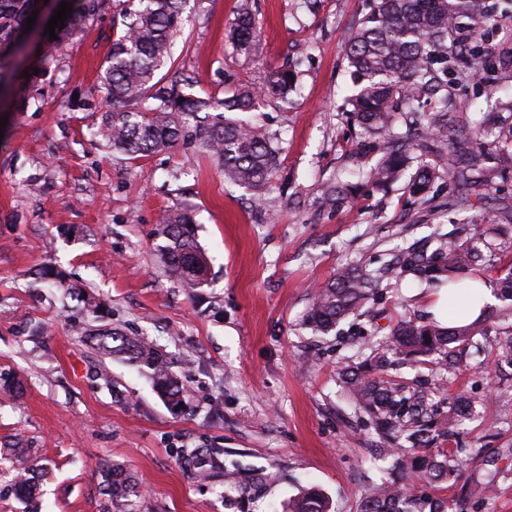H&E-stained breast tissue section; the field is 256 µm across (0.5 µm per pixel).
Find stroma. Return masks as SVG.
<instances>
[{
    "label": "stroma",
    "mask_w": 512,
    "mask_h": 512,
    "mask_svg": "<svg viewBox=\"0 0 512 512\" xmlns=\"http://www.w3.org/2000/svg\"><path fill=\"white\" fill-rule=\"evenodd\" d=\"M485 3V53L467 57V68L512 71V13L502 0ZM244 6L260 28L249 56L228 37ZM367 11L368 0H189L167 81L192 78L196 95L219 101L244 85L264 88L284 65L296 71L287 102L266 100L259 114L277 150L260 202L225 183L218 158L197 145L136 160L105 146L99 74L117 35L113 0L30 84L25 74L48 41L44 25L32 30L14 78L0 86V117L8 119L0 130V372L23 382L20 397L0 395V449L23 436L46 470L42 496L29 505L13 496L0 456V512H286L311 485L334 512H357L365 486L390 473L391 462L369 464L382 441L348 404L339 370L399 320H430L433 296L405 277L382 289L376 320L351 317L317 336L304 325L311 291L340 266L377 269L408 247H426L432 232L472 236L512 207V171L463 211L449 209L442 182L422 204L402 184L384 193L365 181L370 162L343 104L346 38ZM451 93L460 107L452 119L464 127L506 89L471 75ZM337 175L359 182V204L318 210L322 184ZM186 203L208 262L197 288L169 279L156 250L164 216ZM47 266L102 305L103 324L166 352L185 410L168 408L134 368L84 344L81 330L93 321L61 310L58 288L40 278ZM36 324L45 332L33 342ZM494 358L457 350L440 396L496 397L492 413L441 445L458 456L459 477L420 488L448 512H512V367L488 378ZM103 369L111 386L97 377ZM184 448H217L226 461L277 479L228 491L198 479ZM106 461L135 477L130 506L103 495ZM488 481L490 498L478 490Z\"/></svg>",
    "instance_id": "1"
}]
</instances>
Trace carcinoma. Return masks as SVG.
Listing matches in <instances>:
<instances>
[{
	"mask_svg": "<svg viewBox=\"0 0 512 512\" xmlns=\"http://www.w3.org/2000/svg\"><path fill=\"white\" fill-rule=\"evenodd\" d=\"M70 3L72 12L65 27L55 28L56 39L42 52L44 69L55 62L61 46L102 12L106 0ZM34 4L35 0H0V58L19 42ZM185 5L186 0H122V29L100 75L108 102L100 136L112 150L133 159L146 158L181 140H194L218 156L225 179L260 197L268 190L276 165L272 137L259 122L227 113L256 112L263 96L287 99L294 84L292 71L281 68L262 91L240 89L216 103L189 92L192 84L186 79L164 81L159 72L170 60ZM464 19L469 20L470 32H475L487 19L484 0H371L370 11L350 32L347 60L354 91L345 98L344 109L362 129L364 148L374 157L365 177L377 190L389 191L407 174L406 189L413 196L429 193L439 180L463 181L480 199L496 174L512 169V150L490 141L482 121L460 129L448 117V75L454 74L453 64L460 55L479 50L463 35ZM258 33L255 18L241 10L230 31L237 51L251 54ZM358 199L356 186L338 178L323 187L318 204L324 210L337 209L353 206ZM192 224L187 208L169 213L161 230L164 244L157 250L170 278L196 288L207 280V263ZM496 230L492 224L473 240L438 236L432 254L408 251L406 267L426 288L480 282L489 262L482 247L488 246L487 237ZM384 276L396 279L398 269L389 267L377 274L363 263L342 267L312 294L305 324L325 335L350 316L372 317L371 301ZM498 297L500 303L491 312L470 323L443 326L401 320L385 341L371 346L363 363L341 369L349 402L393 443L391 448L379 449V457H396L406 478L368 485L359 512L446 510L443 504L433 505L416 495L415 485L456 480L458 460L433 447L463 429L472 419L474 404L459 399L443 411L433 401L444 390L443 376L433 374L426 393L420 395L405 381L388 375L387 369L398 359L414 370L423 364L446 366L452 349L476 344V337L492 332L496 361L512 365V268L498 279ZM84 341L100 355L118 358L145 375L172 409L180 410L187 403L186 391L166 356L141 337L97 328ZM182 456L202 479L222 477L227 488L246 490L239 468L225 465L221 451L196 448ZM9 462L15 495L35 498L38 464L22 441L13 444ZM103 475V495L109 503L128 502L138 494L133 476L122 466L108 464ZM288 512H331V505L308 488L289 501Z\"/></svg>",
	"mask_w": 512,
	"mask_h": 512,
	"instance_id": "carcinoma-1",
	"label": "carcinoma"
}]
</instances>
